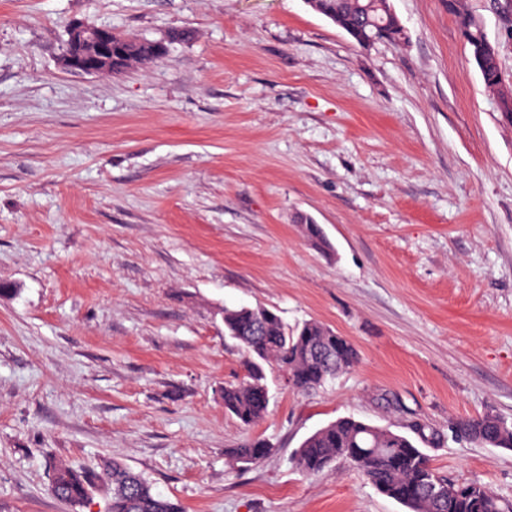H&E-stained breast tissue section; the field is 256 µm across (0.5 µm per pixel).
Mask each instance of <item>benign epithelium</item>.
<instances>
[{"label": "benign epithelium", "mask_w": 512, "mask_h": 512, "mask_svg": "<svg viewBox=\"0 0 512 512\" xmlns=\"http://www.w3.org/2000/svg\"><path fill=\"white\" fill-rule=\"evenodd\" d=\"M130 39L110 28L86 26L74 22L69 28L67 51L62 53L64 67L87 75L113 72V54L124 56Z\"/></svg>", "instance_id": "obj_1"}]
</instances>
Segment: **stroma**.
<instances>
[{
  "mask_svg": "<svg viewBox=\"0 0 512 512\" xmlns=\"http://www.w3.org/2000/svg\"><path fill=\"white\" fill-rule=\"evenodd\" d=\"M391 6L405 42L362 49L304 0H0V512H68L49 460L106 457L185 512H405L348 461L296 467L348 416L426 425L441 476L512 499V450L453 432L512 416V124L446 0ZM467 6L512 84V0ZM77 21L194 37L86 75L60 62ZM242 306L359 362L310 392L268 371L245 427ZM249 438L272 452L237 468Z\"/></svg>",
  "mask_w": 512,
  "mask_h": 512,
  "instance_id": "35a3bbf8",
  "label": "stroma"
}]
</instances>
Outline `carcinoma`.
<instances>
[{
  "instance_id": "carcinoma-1",
  "label": "carcinoma",
  "mask_w": 512,
  "mask_h": 512,
  "mask_svg": "<svg viewBox=\"0 0 512 512\" xmlns=\"http://www.w3.org/2000/svg\"><path fill=\"white\" fill-rule=\"evenodd\" d=\"M311 8L325 17L332 16L361 47L374 37L396 45L406 39L390 0H313ZM448 12L457 19L486 90L497 97L501 116L511 121L512 88L502 81L498 51L469 13L466 0H448ZM159 49L147 40L116 68L157 59ZM223 321L224 335L239 343L246 367L242 381L224 386V410L245 427L253 426L267 413L265 367L288 374L293 388L308 392L358 363V353L348 339L317 321H307L290 332L276 312L249 307L224 309ZM316 351L327 357L315 356ZM457 432L476 443L512 450V422L498 414L463 419L457 423ZM270 451L266 442L253 439L230 449L228 455L235 463L248 466ZM340 459L350 461L378 492L407 512H512L511 500L479 482L463 485V490L451 498L434 496L431 486L447 481L412 438L352 417L338 418L318 429L295 452V464L307 476L323 473ZM49 472L52 495L74 512L100 487L108 489L107 512H183L178 503L155 491L143 473L114 458L92 469L51 461Z\"/></svg>"
}]
</instances>
